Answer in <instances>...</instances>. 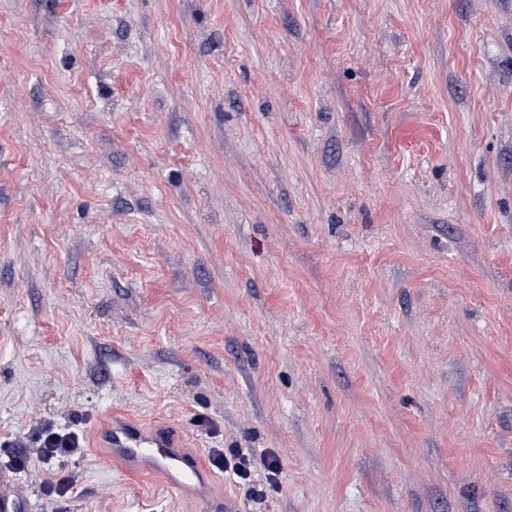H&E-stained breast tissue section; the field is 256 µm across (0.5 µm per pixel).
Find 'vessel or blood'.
Wrapping results in <instances>:
<instances>
[{
    "label": "vessel or blood",
    "mask_w": 512,
    "mask_h": 512,
    "mask_svg": "<svg viewBox=\"0 0 512 512\" xmlns=\"http://www.w3.org/2000/svg\"><path fill=\"white\" fill-rule=\"evenodd\" d=\"M107 454L104 466L120 464L132 474L159 476L175 492L195 503L201 512H232V504L214 499L213 473L194 453L180 448L163 429H146L125 419L113 420L102 432ZM29 495L9 471L0 472V512H31Z\"/></svg>",
    "instance_id": "b4317fda"
}]
</instances>
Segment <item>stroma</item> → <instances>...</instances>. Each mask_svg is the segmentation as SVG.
<instances>
[{"instance_id": "35a3bbf8", "label": "stroma", "mask_w": 512, "mask_h": 512, "mask_svg": "<svg viewBox=\"0 0 512 512\" xmlns=\"http://www.w3.org/2000/svg\"><path fill=\"white\" fill-rule=\"evenodd\" d=\"M114 413L236 512H512V0H0V470L199 512ZM103 448H109L103 464L112 463L132 474L160 476L175 492L195 503L200 510L219 512L223 503L213 498V473L202 459L180 448L164 429H146L125 419H112L102 432ZM39 442V448H29L25 443L24 447L28 448L27 454L14 461L15 469L24 468L31 458L47 461L78 454L83 450L80 435L77 432L63 431L49 423L42 426Z\"/></svg>"}]
</instances>
